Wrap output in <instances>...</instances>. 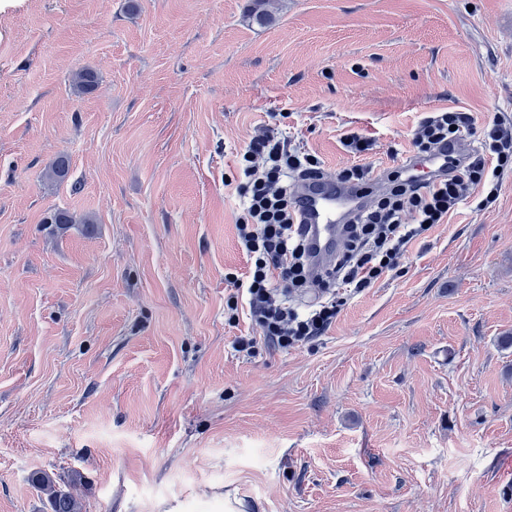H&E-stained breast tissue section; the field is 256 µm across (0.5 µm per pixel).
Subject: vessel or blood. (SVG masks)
Returning <instances> with one entry per match:
<instances>
[{"label":"vessel or blood","instance_id":"vessel-or-blood-1","mask_svg":"<svg viewBox=\"0 0 512 512\" xmlns=\"http://www.w3.org/2000/svg\"><path fill=\"white\" fill-rule=\"evenodd\" d=\"M301 211L310 226V243L318 265L329 264L341 244V227L354 194L334 175L304 185L299 192Z\"/></svg>","mask_w":512,"mask_h":512}]
</instances>
